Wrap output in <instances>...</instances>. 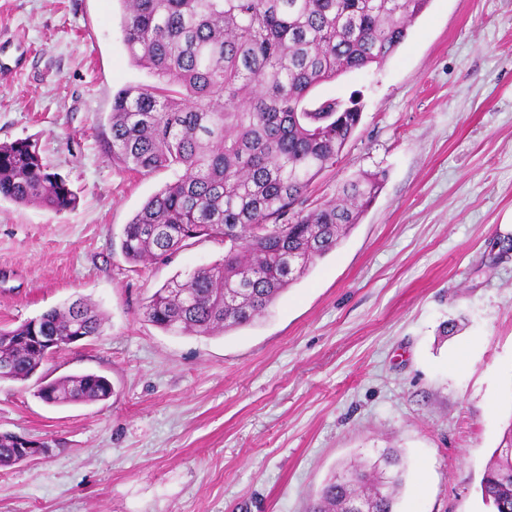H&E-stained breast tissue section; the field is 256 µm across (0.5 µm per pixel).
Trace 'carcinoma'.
Masks as SVG:
<instances>
[{"mask_svg":"<svg viewBox=\"0 0 512 512\" xmlns=\"http://www.w3.org/2000/svg\"><path fill=\"white\" fill-rule=\"evenodd\" d=\"M429 0H122L123 42L154 79L112 98L110 152L122 167L178 172L125 225L132 264L165 262L186 241L224 242V258L159 288L144 316L165 332L211 335L250 325L360 222L384 174L344 182L334 198L304 207L310 184L336 165L361 122L356 104L310 108L315 87L389 59ZM0 198L56 213L76 194L37 144H0ZM104 314L79 298L0 336L7 379L25 381L48 359L27 337L102 334ZM46 404L106 401L112 383L84 373L42 381ZM512 422L480 482L493 512H512ZM18 462L0 434V466ZM404 469L393 450L333 475L308 512H396Z\"/></svg>","mask_w":512,"mask_h":512,"instance_id":"carcinoma-1","label":"carcinoma"}]
</instances>
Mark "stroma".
<instances>
[{
  "mask_svg": "<svg viewBox=\"0 0 512 512\" xmlns=\"http://www.w3.org/2000/svg\"><path fill=\"white\" fill-rule=\"evenodd\" d=\"M122 14L0 0V144L37 140L77 195L64 213L0 201V326L91 300L102 334L38 373L113 386L51 406L36 378L0 380V433L48 447L0 467V512H305L337 466L387 448L406 467L398 512H491L480 481L512 423V0H429L381 67L313 90L362 121L307 206L356 173L385 180L270 316L214 336L167 333L143 307L222 241L147 265L120 250L174 177L107 153L113 95L150 80Z\"/></svg>",
  "mask_w": 512,
  "mask_h": 512,
  "instance_id": "1",
  "label": "stroma"
}]
</instances>
